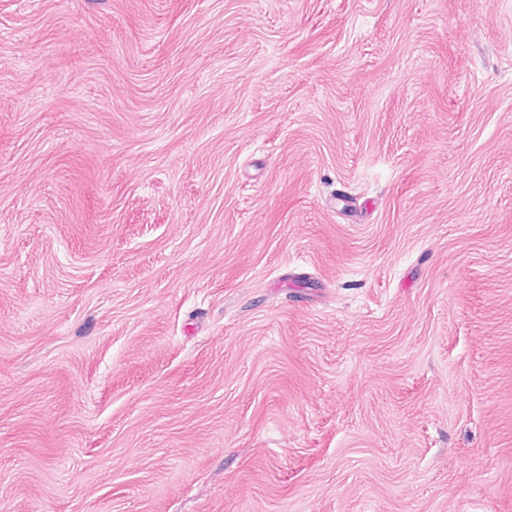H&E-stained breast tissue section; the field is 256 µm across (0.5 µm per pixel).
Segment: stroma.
<instances>
[{"label":"stroma","instance_id":"stroma-1","mask_svg":"<svg viewBox=\"0 0 512 512\" xmlns=\"http://www.w3.org/2000/svg\"><path fill=\"white\" fill-rule=\"evenodd\" d=\"M0 512H512V0H0Z\"/></svg>","mask_w":512,"mask_h":512}]
</instances>
